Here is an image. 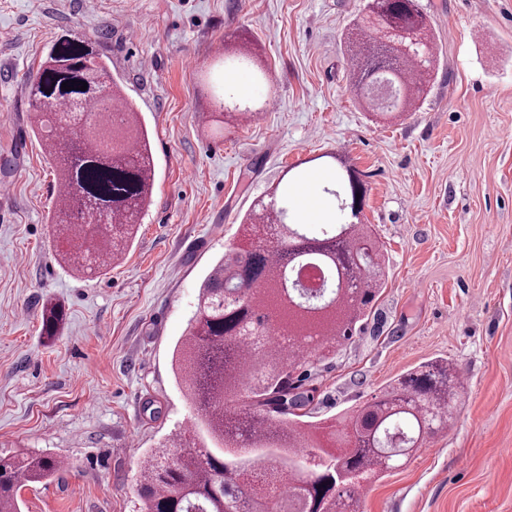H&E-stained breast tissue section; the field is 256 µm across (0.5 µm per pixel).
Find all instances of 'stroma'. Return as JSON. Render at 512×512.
<instances>
[{
  "label": "stroma",
  "instance_id": "obj_1",
  "mask_svg": "<svg viewBox=\"0 0 512 512\" xmlns=\"http://www.w3.org/2000/svg\"><path fill=\"white\" fill-rule=\"evenodd\" d=\"M437 43L416 111L351 90L344 41L367 0H0V455L63 460L22 512H132L140 462L196 412L173 370L200 285L291 168L336 155L363 173L359 215L384 256L373 313L311 370V419L372 400L403 372L455 362L448 429L365 485L361 512H512V0H420ZM90 38L137 106L156 163L122 260L59 262L54 166L26 76L60 38ZM265 77L220 111L228 46ZM61 303L59 336L41 308ZM65 320V312L60 304L48 302L43 306L41 315V334L52 339L59 333Z\"/></svg>",
  "mask_w": 512,
  "mask_h": 512
}]
</instances>
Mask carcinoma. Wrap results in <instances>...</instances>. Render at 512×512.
Wrapping results in <instances>:
<instances>
[{
	"label": "carcinoma",
	"mask_w": 512,
	"mask_h": 512,
	"mask_svg": "<svg viewBox=\"0 0 512 512\" xmlns=\"http://www.w3.org/2000/svg\"><path fill=\"white\" fill-rule=\"evenodd\" d=\"M374 37L364 27L347 37L356 95L382 113L410 112L425 92L430 21L418 0H369ZM417 71L412 81L409 72ZM84 81L85 90L62 89ZM390 87L387 104L369 82ZM33 124L55 165L63 196L51 216L58 256L81 276L120 258L117 240L133 239L150 204L155 164L147 128L93 43L73 36L53 44L29 75ZM96 104L119 121L87 111ZM336 188L335 217L318 231L288 222L293 186L275 185L270 205L248 214L250 236L229 248L205 277L174 369L200 413L210 445L189 441L173 457L163 444L141 461L138 512H239L250 489L252 512H361L363 482L399 467L448 428L463 388L457 367L435 359L400 375L383 395L341 418L313 424L315 389L296 370L312 363V346L337 349L367 317L383 270L369 224H357L366 194L351 166L322 172ZM313 267L330 286L314 299L292 273ZM65 320L48 302L41 334L52 339ZM288 344L275 342L272 328ZM246 397L243 406L235 402ZM60 462L31 454L0 456V512H21L24 483L52 478Z\"/></svg>",
	"instance_id": "1"
}]
</instances>
